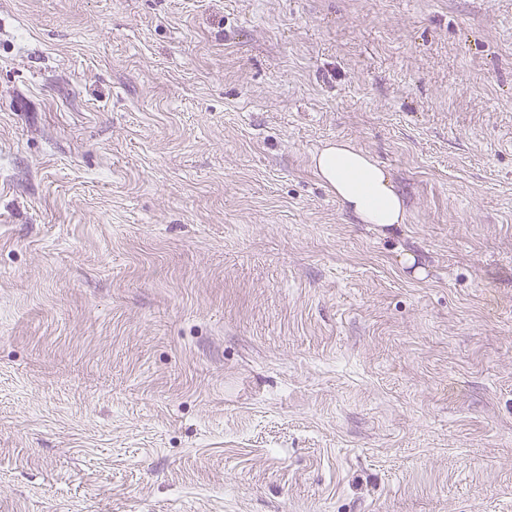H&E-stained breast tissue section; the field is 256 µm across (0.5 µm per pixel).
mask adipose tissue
I'll return each instance as SVG.
<instances>
[{
  "mask_svg": "<svg viewBox=\"0 0 512 512\" xmlns=\"http://www.w3.org/2000/svg\"><path fill=\"white\" fill-rule=\"evenodd\" d=\"M312 165L343 211L359 223L376 225L382 231L405 223L404 201L389 172L349 140L325 143L313 155Z\"/></svg>",
  "mask_w": 512,
  "mask_h": 512,
  "instance_id": "obj_1",
  "label": "adipose tissue"
}]
</instances>
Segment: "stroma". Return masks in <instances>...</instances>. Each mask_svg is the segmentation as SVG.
Here are the masks:
<instances>
[{
	"instance_id": "stroma-1",
	"label": "stroma",
	"mask_w": 512,
	"mask_h": 512,
	"mask_svg": "<svg viewBox=\"0 0 512 512\" xmlns=\"http://www.w3.org/2000/svg\"><path fill=\"white\" fill-rule=\"evenodd\" d=\"M0 512H512V0H0ZM312 165L343 211L359 223L375 224L384 233L406 223L404 201L389 172L349 140L325 143L313 155Z\"/></svg>"
}]
</instances>
